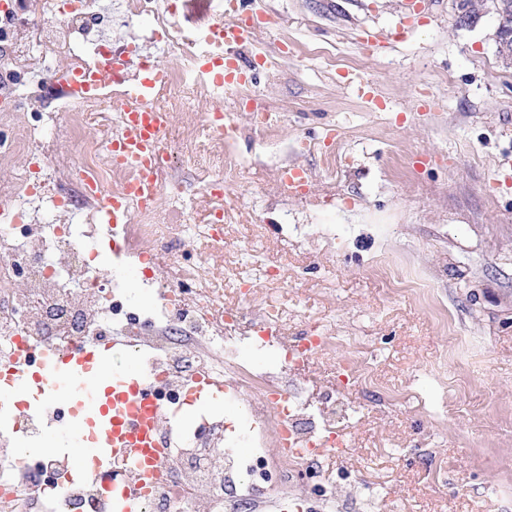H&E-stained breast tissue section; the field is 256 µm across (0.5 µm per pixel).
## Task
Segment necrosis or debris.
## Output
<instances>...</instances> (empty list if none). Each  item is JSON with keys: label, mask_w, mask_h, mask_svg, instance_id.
<instances>
[{"label": "necrosis or debris", "mask_w": 512, "mask_h": 512, "mask_svg": "<svg viewBox=\"0 0 512 512\" xmlns=\"http://www.w3.org/2000/svg\"><path fill=\"white\" fill-rule=\"evenodd\" d=\"M122 7L125 20L147 21L151 40L177 59L178 68L165 71L173 91L167 110L176 113L181 87L204 79L197 36L174 31L176 0L163 12L154 0H122ZM113 24L101 0H39L35 14L24 13L21 0H0V161L15 167L13 181L0 188V365L4 350L21 342L67 350L89 336H125L164 403L161 476L141 512H273L288 500L338 512L336 487L311 448L323 442L344 451L341 427L350 413L333 400L314 407L304 385L284 380L315 354L335 349L331 331L310 325L287 337L283 312L272 303L261 308L258 321L249 320L253 299L244 282L240 306L225 309L224 291L208 266L209 254L224 250L222 225L159 224L155 206L133 200L127 207L138 221L122 225L117 248L125 264L111 280L98 275L101 217L85 182L94 180L120 199L132 172L115 164L99 140L84 142L69 165L50 162L48 153L54 110L70 100V75L109 58L104 35ZM113 89L110 83L80 86L81 120L96 117L107 131L120 126L125 115L111 107ZM21 111L30 112L31 122L12 125ZM182 132L200 145L207 169L223 168L224 141L206 122L185 113ZM192 234L207 250L177 271L145 260V243L171 253ZM131 263L142 265L141 285L153 302H139L127 288ZM247 343L272 354L279 367L244 366L240 350ZM197 377L225 380L233 393L252 396L237 431L245 452L225 447L220 411L182 420L183 386ZM283 434L287 448L269 447V437ZM17 444L13 428L0 426V512H114L102 482L68 480L64 457L23 454Z\"/></svg>", "instance_id": "necrosis-or-debris-1"}]
</instances>
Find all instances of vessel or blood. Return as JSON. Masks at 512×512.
<instances>
[{
  "instance_id": "obj_1",
  "label": "vessel or blood",
  "mask_w": 512,
  "mask_h": 512,
  "mask_svg": "<svg viewBox=\"0 0 512 512\" xmlns=\"http://www.w3.org/2000/svg\"><path fill=\"white\" fill-rule=\"evenodd\" d=\"M212 38L223 53L205 57L202 68L211 74L223 68L224 52L247 41L248 31L227 24L215 27ZM159 81V73L144 75L122 100L113 103V111L129 113L130 121L113 129L107 141L113 158L138 173L130 194L150 204L156 203L163 191L154 160L166 152L164 132L170 123L167 112L154 103ZM88 193L109 223H127V213L113 203L104 187L90 184ZM126 347V340L116 336L107 342H86L66 352L45 351L34 360L11 358L8 367L0 369V401L24 412L28 409L24 398L30 391H37L44 400H60L67 417L54 438L74 461L91 462L95 474L111 472L118 459L137 461L145 481L113 475L107 486L119 512H137L149 491L147 478L155 473L153 434L159 418L158 407L149 397L135 362L120 368L114 363L116 352Z\"/></svg>"
}]
</instances>
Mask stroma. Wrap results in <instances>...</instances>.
<instances>
[{"label": "stroma", "instance_id": "stroma-1", "mask_svg": "<svg viewBox=\"0 0 512 512\" xmlns=\"http://www.w3.org/2000/svg\"><path fill=\"white\" fill-rule=\"evenodd\" d=\"M458 4L247 0L246 80L224 91L238 173L210 272L225 307L248 270L289 335L341 336L298 373L314 399L334 392L345 337L364 342L377 392L337 394L350 448L321 462L381 489L362 512H512V66L493 15L466 25ZM263 110L273 135L254 126ZM167 150L180 191L157 209L201 223L199 157L174 137Z\"/></svg>", "mask_w": 512, "mask_h": 512}]
</instances>
